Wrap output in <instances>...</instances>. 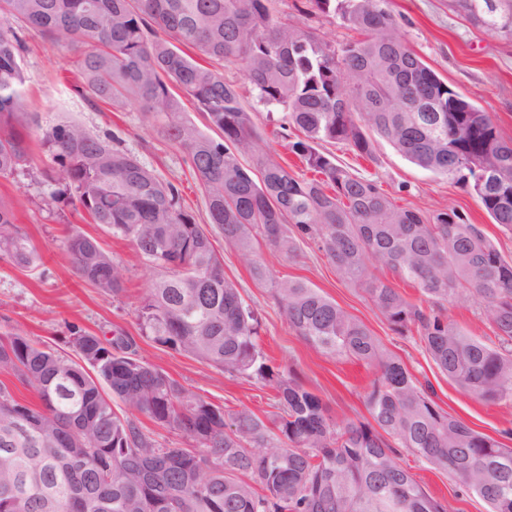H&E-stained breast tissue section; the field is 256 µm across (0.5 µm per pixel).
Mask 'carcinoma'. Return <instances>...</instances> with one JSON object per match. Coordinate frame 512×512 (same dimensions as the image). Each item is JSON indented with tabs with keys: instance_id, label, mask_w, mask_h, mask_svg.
Wrapping results in <instances>:
<instances>
[{
	"instance_id": "1",
	"label": "carcinoma",
	"mask_w": 512,
	"mask_h": 512,
	"mask_svg": "<svg viewBox=\"0 0 512 512\" xmlns=\"http://www.w3.org/2000/svg\"><path fill=\"white\" fill-rule=\"evenodd\" d=\"M277 0H0V178L28 158L19 127L22 34L35 31L79 53L81 91L109 104H136L186 154L209 223L181 204V192L147 169L115 134L76 123L52 126L44 141L50 180L92 224L134 245L163 271L138 308L141 335L207 361L228 378L276 390L282 413L271 428L251 410L231 423L224 409L137 355L131 336L111 339L71 327L77 359L21 332L0 334V372L39 404L18 402L0 382V512H450L397 460L404 448L445 471L488 512H512V448L444 412L370 330L303 281L273 282L288 326L313 350L375 369L370 420L338 421L295 377L273 371L258 348L261 318L224 278L213 231L267 279L254 257L263 239L296 255L305 239L360 286L391 329L416 333L437 368L480 400H512V258L455 210L427 218L394 204L374 181L352 175L322 142L369 154L373 132L414 164L475 194L493 223L512 232V141L491 116L451 88L398 33L388 0H309L360 39L336 49L281 20ZM452 0L473 23L512 36V0ZM197 49L205 63L182 50ZM244 65L261 102L282 108L300 136L290 143L319 178L297 179L259 152L254 113L218 66ZM191 97L214 138L183 112ZM257 158L260 174L242 159ZM64 250L76 272L120 295L125 268L93 236L74 231ZM36 269L41 257L0 201V260ZM380 262L423 296L408 301L374 272ZM485 304L497 343L464 333L447 303ZM128 410L119 414L113 401ZM193 440L166 448L135 414Z\"/></svg>"
}]
</instances>
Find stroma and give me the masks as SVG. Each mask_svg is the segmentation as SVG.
<instances>
[{
	"mask_svg": "<svg viewBox=\"0 0 512 512\" xmlns=\"http://www.w3.org/2000/svg\"><path fill=\"white\" fill-rule=\"evenodd\" d=\"M390 8L405 43L449 85L489 112L500 135L512 140V36L473 25L452 7L450 0H390ZM277 9L282 19L293 20L333 45H344L354 37L340 19L313 9L309 0H279ZM25 41V114L38 117L44 129L70 121L95 135L118 134L124 148L142 164L160 178L180 183L185 206L199 221H206V204L183 150L162 136L151 114L135 105L110 106L79 93L82 80L77 53L53 45L34 31L26 33ZM223 72L225 82L235 87L244 107L255 114L261 151L296 177L311 178V171L288 148L282 130L283 110L268 109L257 101L240 65L226 66ZM373 143L367 157L358 156L341 142L322 143L321 149L354 175L376 181L400 206L428 217L451 208L457 210L468 223L481 225L504 256H512V232L494 224L474 194L411 163L386 140L377 137ZM28 144L26 165L12 179L0 180V201L13 205L19 226L41 256V265L26 269L0 261V332H21L32 342L68 358L74 355L69 343L71 326L101 337L125 332L136 337L140 359L199 398L223 407L228 414L250 409L266 424H274L278 408L271 385L254 379L226 378L204 360L140 338L137 309L157 269L135 258L130 241L113 238L105 226L90 223L70 202L53 200L47 180L54 166L52 154L39 135H32ZM71 230L98 238L112 259L126 267L122 294H102L76 274L63 251V241ZM213 244L223 259L225 278L261 316L258 345L267 364L282 374L297 375L322 398L335 419L368 420L365 398L374 368L311 350L288 326L271 298L270 284L253 278L245 259L225 244L222 235H214ZM253 251L274 279L304 281L362 321L411 374L431 382L435 400L444 411L512 447V401L487 403L448 380L418 336L396 334L361 288L338 279L334 267L313 241H302L294 257L260 239L254 241ZM446 311L466 334L493 341V329L480 300L450 304ZM398 461L432 497L448 502L453 512H488L482 500L463 491L448 473L432 469L410 451L400 450Z\"/></svg>",
	"mask_w": 512,
	"mask_h": 512,
	"instance_id": "1",
	"label": "stroma"
}]
</instances>
